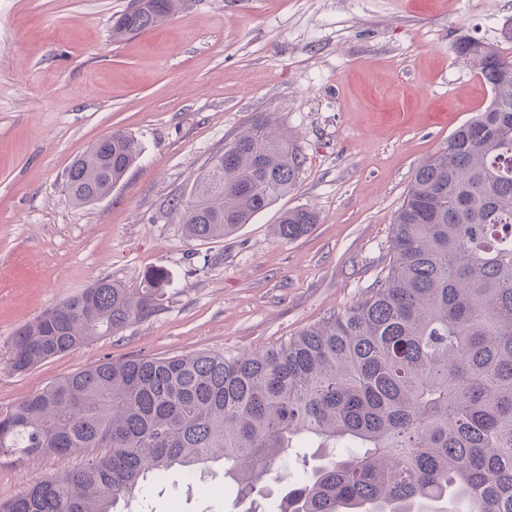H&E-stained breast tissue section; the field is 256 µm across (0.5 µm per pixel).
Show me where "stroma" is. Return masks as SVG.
<instances>
[{
    "label": "stroma",
    "mask_w": 512,
    "mask_h": 512,
    "mask_svg": "<svg viewBox=\"0 0 512 512\" xmlns=\"http://www.w3.org/2000/svg\"><path fill=\"white\" fill-rule=\"evenodd\" d=\"M129 0H0V414L107 360L257 352L363 301L392 256L418 167L489 102L455 46L512 55V0H184L161 26L112 39ZM305 158L294 190L223 239H188L173 198L250 123ZM121 129L142 156L91 206L64 175ZM318 216L281 238V213ZM170 285L153 315L24 372L17 329L96 282ZM83 454H0V501ZM221 470L151 493L155 512H241Z\"/></svg>",
    "instance_id": "1"
}]
</instances>
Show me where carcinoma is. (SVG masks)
<instances>
[{
  "label": "carcinoma",
  "instance_id": "1",
  "mask_svg": "<svg viewBox=\"0 0 512 512\" xmlns=\"http://www.w3.org/2000/svg\"><path fill=\"white\" fill-rule=\"evenodd\" d=\"M180 0H134L121 39ZM491 99L420 166L393 219V256L368 297L250 355L199 352L92 365L0 415V453L92 450L0 501V512H153L145 493L214 461L239 501L280 484L268 512H512V59L462 41ZM114 130L70 165L78 206L109 195L139 159ZM296 140L265 120L242 130L174 199L188 238L221 239L293 190ZM317 223L281 213L278 234ZM165 272L140 291L102 279L17 330V373L151 316Z\"/></svg>",
  "mask_w": 512,
  "mask_h": 512
}]
</instances>
